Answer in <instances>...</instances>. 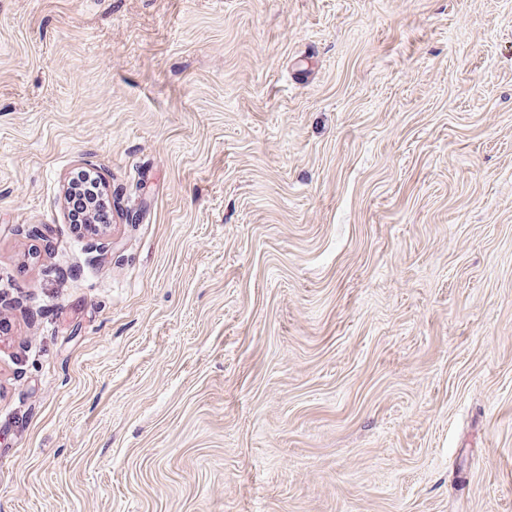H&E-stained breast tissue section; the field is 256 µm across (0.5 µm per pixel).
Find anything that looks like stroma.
I'll return each mask as SVG.
<instances>
[{"mask_svg": "<svg viewBox=\"0 0 512 512\" xmlns=\"http://www.w3.org/2000/svg\"><path fill=\"white\" fill-rule=\"evenodd\" d=\"M0 512H512V0H0ZM98 176L90 169H83L70 180L68 203L72 224L76 229H86L85 224H95L96 227L111 223L112 214L109 201L99 203L93 216H89L87 204L91 201H101Z\"/></svg>", "mask_w": 512, "mask_h": 512, "instance_id": "35a3bbf8", "label": "stroma"}]
</instances>
